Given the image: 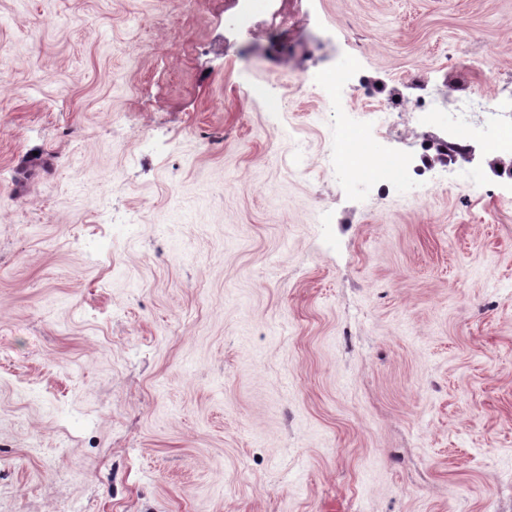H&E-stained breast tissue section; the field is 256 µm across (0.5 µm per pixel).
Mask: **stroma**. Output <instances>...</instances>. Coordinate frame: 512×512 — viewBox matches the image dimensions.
<instances>
[{
  "mask_svg": "<svg viewBox=\"0 0 512 512\" xmlns=\"http://www.w3.org/2000/svg\"><path fill=\"white\" fill-rule=\"evenodd\" d=\"M269 6L0 0V512H512V0Z\"/></svg>",
  "mask_w": 512,
  "mask_h": 512,
  "instance_id": "1",
  "label": "stroma"
}]
</instances>
